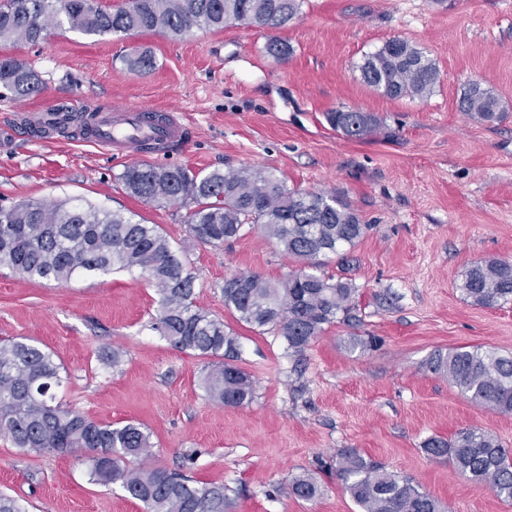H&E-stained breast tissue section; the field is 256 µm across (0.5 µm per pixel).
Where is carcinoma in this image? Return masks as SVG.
<instances>
[{"label":"carcinoma","mask_w":512,"mask_h":512,"mask_svg":"<svg viewBox=\"0 0 512 512\" xmlns=\"http://www.w3.org/2000/svg\"><path fill=\"white\" fill-rule=\"evenodd\" d=\"M302 0H126L116 9L99 0H0V43H34L51 28L90 38L132 33L184 36L242 22L277 29L299 16ZM129 67L150 70L151 52L126 58ZM367 86L393 98H424L440 82L436 63L408 41H386L360 65ZM0 86L17 98L39 93L43 83L24 63L0 57ZM472 119H501L500 102L476 82L460 98ZM327 122L349 139L378 127L377 119L357 110H335ZM121 180L126 192L147 204L190 207L192 237L219 245L240 237L244 226L259 228L300 269L272 282L239 273L224 282V307L255 328L275 327L288 349L302 353L324 326L356 320L355 288L333 282L315 270L324 259L354 248L371 230L350 202L336 192L290 189L275 172L252 166L195 171L188 167L132 165ZM0 268L29 279L67 283L79 274L137 270L158 295L152 329L172 346L219 362L204 377L207 396L229 407L250 403L251 376L237 365L238 337L224 321L194 303L196 277L159 225L134 215L83 204L78 199L27 201L0 208ZM459 289L473 303L493 308L512 301V261L490 259L471 266ZM432 373L448 378L471 402L498 413H512V354L484 346L438 352L427 362ZM62 366L53 353L26 338L0 342V436L23 453L80 454L90 480L120 483L145 512H233L222 484L194 483L188 476L143 463L152 448L141 424H104L55 401ZM427 455L446 459L473 483L512 501V450L492 433L466 428L449 439L424 441ZM142 461L137 467L126 462ZM336 477L361 512H446L442 504L408 476L395 473L355 448L336 456ZM289 493L312 501L322 493L315 475L292 478Z\"/></svg>","instance_id":"carcinoma-1"}]
</instances>
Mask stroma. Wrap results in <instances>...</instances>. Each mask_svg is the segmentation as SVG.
Returning a JSON list of instances; mask_svg holds the SVG:
<instances>
[{
  "label": "stroma",
  "instance_id": "1",
  "mask_svg": "<svg viewBox=\"0 0 512 512\" xmlns=\"http://www.w3.org/2000/svg\"><path fill=\"white\" fill-rule=\"evenodd\" d=\"M273 38L290 47L286 58L267 53ZM393 38L436 62L430 96L395 99L363 82L365 55ZM138 48L152 52V70L125 63ZM1 55L35 70L44 90L0 97V207L78 198L159 225L185 249L196 305L238 336L239 365L255 382L247 405L209 400V359L152 330L157 295L139 272L59 284L1 268L0 341L25 337L55 355L57 401L102 423H141L149 464L225 485L233 512H359L333 473L343 448L411 477L450 512H512L423 449L429 437L472 427L512 448V414L470 402L426 366L435 351L464 346L512 354V302L481 308L459 289L472 264L512 260V0H304L274 31L233 22L183 37L86 39L56 29L38 43L0 44ZM471 81L502 99L501 122L460 111ZM68 99L80 112L117 103L175 110L194 136L163 165L272 168L288 188L345 194L371 230L321 272L352 282L358 325L327 326L292 355L280 332L240 323L224 306L225 279L277 281L296 261L256 228L217 246L190 243L187 208L128 196L120 176L129 159L70 129L52 141L25 129L24 113ZM339 108L373 113L378 129L347 139L325 118ZM354 336L377 343L354 350ZM113 348L125 355L116 370L101 361ZM304 471L324 485L312 501L288 492ZM0 491L27 512H143L120 486L91 483L76 456L26 455L1 436Z\"/></svg>",
  "mask_w": 512,
  "mask_h": 512
}]
</instances>
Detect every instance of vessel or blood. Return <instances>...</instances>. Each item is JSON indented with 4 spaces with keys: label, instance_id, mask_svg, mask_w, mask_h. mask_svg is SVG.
<instances>
[{
    "label": "vessel or blood",
    "instance_id": "obj_1",
    "mask_svg": "<svg viewBox=\"0 0 512 512\" xmlns=\"http://www.w3.org/2000/svg\"><path fill=\"white\" fill-rule=\"evenodd\" d=\"M81 130L87 141L132 160L142 159V144H150L156 155L183 149L193 137L192 128L177 113L134 106H116L108 112H89Z\"/></svg>",
    "mask_w": 512,
    "mask_h": 512
}]
</instances>
